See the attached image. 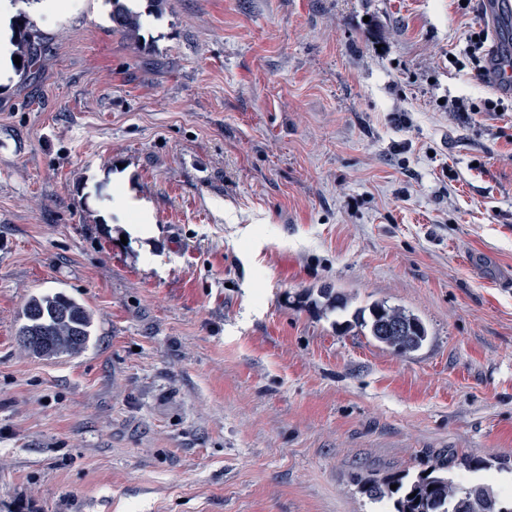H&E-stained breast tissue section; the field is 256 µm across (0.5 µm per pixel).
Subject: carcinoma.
<instances>
[{
	"label": "carcinoma",
	"mask_w": 512,
	"mask_h": 512,
	"mask_svg": "<svg viewBox=\"0 0 512 512\" xmlns=\"http://www.w3.org/2000/svg\"><path fill=\"white\" fill-rule=\"evenodd\" d=\"M112 4V32L139 44L143 41L142 13L130 0H109ZM42 44L39 34L28 28L25 17L14 28L13 55L20 57L17 71L25 73L35 66ZM318 297L329 310H345L348 299L332 288H322ZM354 323L339 325L346 331L357 325L378 344L407 355L419 350L428 339L423 321L402 308L376 301L357 309ZM24 322L17 331L19 346L36 357L54 358L74 355L88 346L95 331V315L76 299L63 293H46L30 297L23 309ZM457 465L469 469L482 464L472 458L452 457L429 465L414 480L403 481L397 475L362 481L363 493L374 502H385L392 512H512V501L489 484L462 486L449 472Z\"/></svg>",
	"instance_id": "obj_1"
}]
</instances>
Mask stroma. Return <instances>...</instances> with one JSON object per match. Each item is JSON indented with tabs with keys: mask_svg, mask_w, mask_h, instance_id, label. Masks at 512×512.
Returning <instances> with one entry per match:
<instances>
[{
	"mask_svg": "<svg viewBox=\"0 0 512 512\" xmlns=\"http://www.w3.org/2000/svg\"><path fill=\"white\" fill-rule=\"evenodd\" d=\"M139 7L31 19L0 83V512H385L361 478L451 453L512 492V109L447 107L498 96L449 61L480 0ZM55 292L95 337L37 358ZM376 301L422 349L338 331ZM132 0H109L112 4V30L135 44L143 41L142 13L134 6ZM27 24L25 17L20 15L18 25L14 28L13 45L16 51L13 52V57L19 56L21 59V65H16L20 73H26L35 66L42 44L39 34L28 28ZM17 331L19 346L36 357L74 355L88 346L95 331V315L63 293L31 296Z\"/></svg>",
	"mask_w": 512,
	"mask_h": 512,
	"instance_id": "stroma-1",
	"label": "stroma"
}]
</instances>
